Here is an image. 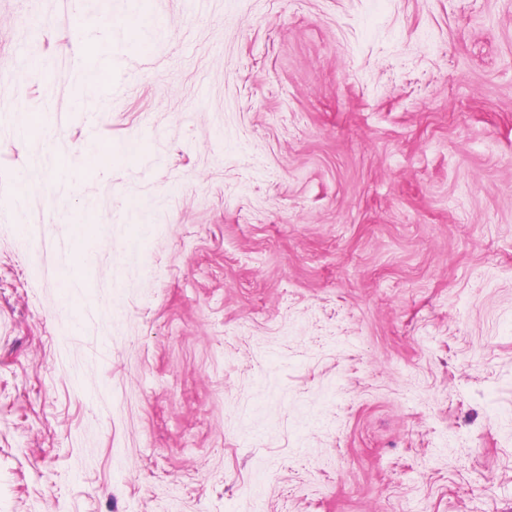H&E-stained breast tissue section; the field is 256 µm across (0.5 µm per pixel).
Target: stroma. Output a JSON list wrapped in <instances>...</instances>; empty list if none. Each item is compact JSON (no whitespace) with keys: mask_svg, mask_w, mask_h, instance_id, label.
<instances>
[{"mask_svg":"<svg viewBox=\"0 0 512 512\" xmlns=\"http://www.w3.org/2000/svg\"><path fill=\"white\" fill-rule=\"evenodd\" d=\"M1 105L0 512H512V0H0Z\"/></svg>","mask_w":512,"mask_h":512,"instance_id":"obj_1","label":"stroma"}]
</instances>
